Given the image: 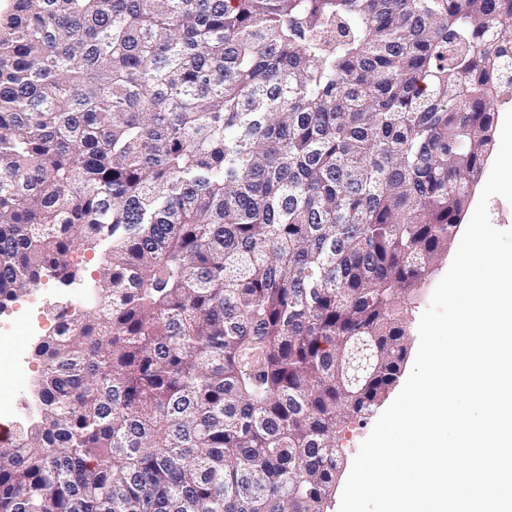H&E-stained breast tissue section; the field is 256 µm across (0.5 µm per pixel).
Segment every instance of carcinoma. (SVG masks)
<instances>
[{
    "instance_id": "carcinoma-1",
    "label": "carcinoma",
    "mask_w": 512,
    "mask_h": 512,
    "mask_svg": "<svg viewBox=\"0 0 512 512\" xmlns=\"http://www.w3.org/2000/svg\"><path fill=\"white\" fill-rule=\"evenodd\" d=\"M512 94V0H15L0 303L37 343L0 512H330ZM75 262L84 269L81 281L65 286L57 279L44 276L38 288L16 301L8 302L1 312L0 321V409L1 415H9L17 411L21 404L36 396L35 382L41 371L39 362L34 356V347L41 335L33 336L46 330L40 321L30 322L31 338L27 339L29 328V302L35 292L49 294V302L62 301L69 306V311L79 314V300L86 294V285L96 276L102 258L101 250H88L81 247L73 254ZM72 301V306H70ZM74 303H76L74 305ZM19 344L25 345L26 354L23 366H15L6 355Z\"/></svg>"
}]
</instances>
